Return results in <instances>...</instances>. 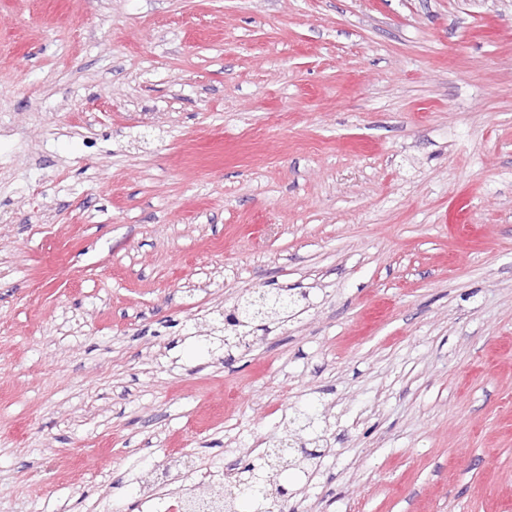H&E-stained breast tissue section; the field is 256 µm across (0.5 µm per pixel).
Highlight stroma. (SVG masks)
I'll use <instances>...</instances> for the list:
<instances>
[{
    "label": "stroma",
    "instance_id": "stroma-1",
    "mask_svg": "<svg viewBox=\"0 0 512 512\" xmlns=\"http://www.w3.org/2000/svg\"><path fill=\"white\" fill-rule=\"evenodd\" d=\"M277 448L512 512V0H0V512ZM267 295L268 298L262 308V313H258V307L252 303V298H250L245 301L241 307V314L238 312V316L248 324H252L254 318L269 317V314L280 316L288 311V305L291 301L288 300L287 295L281 292H276L274 294L267 293Z\"/></svg>",
    "mask_w": 512,
    "mask_h": 512
}]
</instances>
